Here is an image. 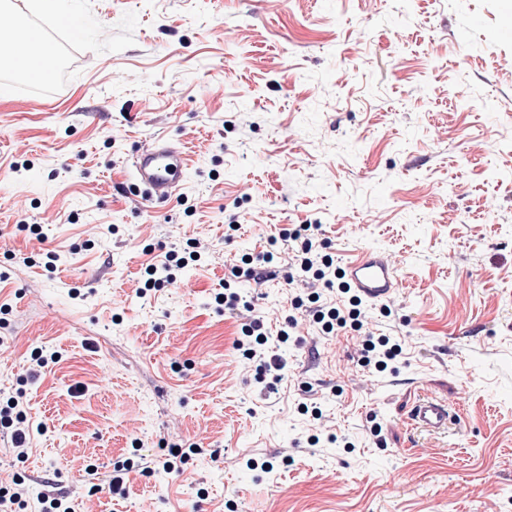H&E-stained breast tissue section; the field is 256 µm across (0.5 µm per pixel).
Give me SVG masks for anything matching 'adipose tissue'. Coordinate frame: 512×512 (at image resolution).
Listing matches in <instances>:
<instances>
[{
    "mask_svg": "<svg viewBox=\"0 0 512 512\" xmlns=\"http://www.w3.org/2000/svg\"><path fill=\"white\" fill-rule=\"evenodd\" d=\"M50 55L48 45L29 27L16 24L0 31V60L29 80L48 77Z\"/></svg>",
    "mask_w": 512,
    "mask_h": 512,
    "instance_id": "1",
    "label": "adipose tissue"
}]
</instances>
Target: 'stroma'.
I'll list each match as a JSON object with an SVG mask.
<instances>
[{
  "label": "stroma",
  "mask_w": 512,
  "mask_h": 512,
  "mask_svg": "<svg viewBox=\"0 0 512 512\" xmlns=\"http://www.w3.org/2000/svg\"><path fill=\"white\" fill-rule=\"evenodd\" d=\"M60 58L55 96L10 67L0 86V403L35 425L0 436V483L67 491L98 512H512V0H0ZM78 15L72 36L59 19ZM187 147L183 188L150 207L131 157ZM317 224L342 264L382 251L401 285L366 324L402 353L357 367L300 285L230 273ZM276 245H269V238ZM58 257L45 269L47 252ZM186 259L144 290L145 268ZM295 315L277 392L233 341L245 315ZM40 349L38 380H19ZM458 418L409 428L421 394ZM209 445L172 472L134 454ZM9 399L3 407L0 405V426L13 428L11 432L12 451L18 459H25L28 455L27 436L30 435V426L27 418L21 411L14 413L18 401Z\"/></svg>",
  "instance_id": "35a3bbf8"
}]
</instances>
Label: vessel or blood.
Returning <instances> with one entry per match:
<instances>
[{
	"instance_id": "vessel-or-blood-1",
	"label": "vessel or blood",
	"mask_w": 512,
	"mask_h": 512,
	"mask_svg": "<svg viewBox=\"0 0 512 512\" xmlns=\"http://www.w3.org/2000/svg\"><path fill=\"white\" fill-rule=\"evenodd\" d=\"M184 157L181 147L158 141L135 151L132 169L145 202H165L180 190ZM343 270L351 288L372 304L387 301L399 286L396 267L386 256L373 249L353 255L346 261ZM452 418L447 402L428 396L421 398L410 411L412 424L428 432H447Z\"/></svg>"
}]
</instances>
